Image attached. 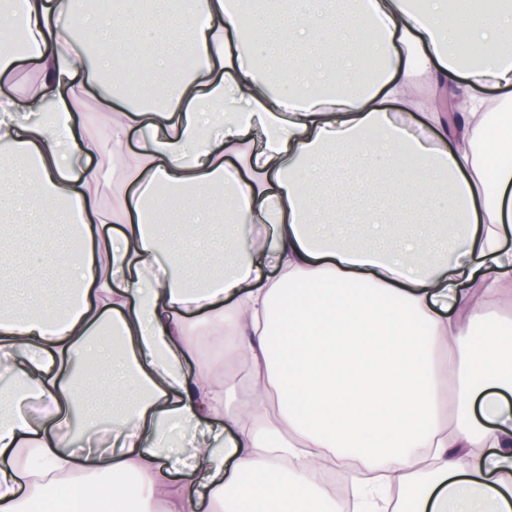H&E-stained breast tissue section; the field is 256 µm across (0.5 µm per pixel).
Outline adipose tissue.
Here are the masks:
<instances>
[{"mask_svg": "<svg viewBox=\"0 0 512 512\" xmlns=\"http://www.w3.org/2000/svg\"><path fill=\"white\" fill-rule=\"evenodd\" d=\"M22 15L29 49L0 50V80L27 60L40 85L0 92V213L38 226L32 249L70 293L38 304L0 271V512H54L77 472L85 497L136 512H512V324L496 315L512 121L492 119L512 98L485 95L512 87V0H356L344 17L336 0H24ZM367 53L383 61L370 81ZM133 54L143 87L109 90L100 136L78 103ZM377 142L390 199L415 214L447 199L433 223L367 215L346 234L340 196L326 224L314 171ZM200 313L220 348L191 375ZM107 392L103 448L64 415ZM339 466L340 495L322 478Z\"/></svg>", "mask_w": 512, "mask_h": 512, "instance_id": "obj_1", "label": "adipose tissue"}]
</instances>
